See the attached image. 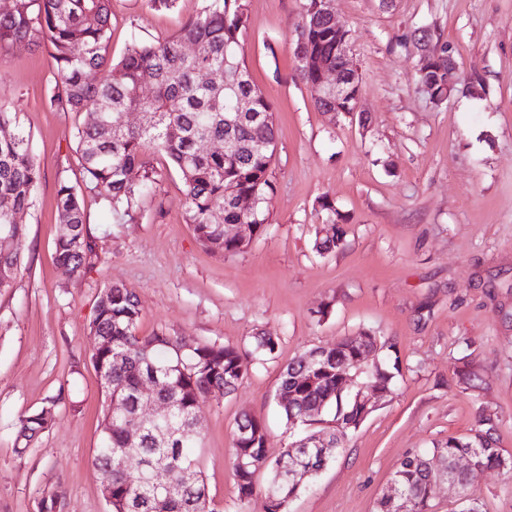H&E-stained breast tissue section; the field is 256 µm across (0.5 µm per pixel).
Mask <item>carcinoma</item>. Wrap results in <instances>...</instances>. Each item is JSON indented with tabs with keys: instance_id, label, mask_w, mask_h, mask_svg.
<instances>
[{
	"instance_id": "1",
	"label": "carcinoma",
	"mask_w": 512,
	"mask_h": 512,
	"mask_svg": "<svg viewBox=\"0 0 512 512\" xmlns=\"http://www.w3.org/2000/svg\"><path fill=\"white\" fill-rule=\"evenodd\" d=\"M316 0H305L296 26L295 49L319 58L331 67L343 65L336 56L339 36L330 21L312 14ZM112 0H0V53L18 42L44 44L56 64L50 107L63 112H88L75 126L72 137L82 162L86 188L102 196L112 214H129L141 192L153 183L149 171L135 184L128 174L144 167L147 152L167 155L185 186L186 223L194 225L197 240L207 252L222 256L243 251L247 244L225 236L227 224H254L265 230L269 216L264 209L273 191L272 158L276 126L270 103L254 84L242 53L241 40L248 24L247 0H203L198 14L174 35L162 40L135 38L117 60L109 53ZM195 47L188 55L186 46ZM419 82L439 98L448 96V47L436 50L424 44ZM208 80H199V74ZM153 78V90L141 94L144 75ZM355 86L339 99L314 102L316 109L351 110ZM239 98L250 102L249 111L263 115L255 123L249 117L229 121ZM131 113H148L151 126L129 124ZM204 142L219 148L205 150ZM231 143L224 151L222 145ZM266 149L257 150L258 144ZM41 179V170L30 147V137L17 122L16 113L0 108V228L8 227L14 244L0 251V290L12 286L24 264L26 227L15 217L28 210ZM241 196L259 200L257 211L243 212ZM57 224L54 255L73 278L80 279L96 256L95 243L86 227L80 190L70 179L58 180ZM142 315L135 289L108 282L100 287L89 323L90 333L108 343L92 353L96 370L112 377L104 398L125 406V412L109 418L103 412L101 440L94 464L112 468L110 512H218L211 507L204 478L189 449L201 441L198 419L213 399L232 394L247 371L248 353L239 347L196 342L184 347L164 331L138 334ZM360 337L341 339L332 347L310 349L289 362L281 372L278 392L288 394L280 406L286 424L304 430V438L323 434L343 443L357 427L353 396L343 391L348 365L361 358L367 364L369 383L392 392L395 373L382 360L369 359V350L382 351L387 342L366 331ZM278 341L256 337L254 352L271 357ZM152 382L159 400L174 409L170 423L144 422L138 401L142 386ZM60 399L51 398L40 409L20 416L15 445L25 451L56 422ZM136 433V444H129ZM123 452L110 455V449ZM468 454L486 470L512 473V456L496 446L491 429L464 437L450 436L433 448L445 472L461 491L469 476L456 470L457 459ZM233 476L238 499L244 502L256 492V476L268 475L265 495L276 508L288 512L302 488L288 484L277 467L278 458L268 452V433L263 421L245 413L232 439ZM165 474L167 489L149 483L152 469ZM414 503V512H432L436 472L425 454L406 456L393 474Z\"/></svg>"
}]
</instances>
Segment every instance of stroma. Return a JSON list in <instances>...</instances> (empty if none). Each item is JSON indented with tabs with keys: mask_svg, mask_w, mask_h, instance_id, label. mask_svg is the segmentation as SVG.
Wrapping results in <instances>:
<instances>
[{
	"mask_svg": "<svg viewBox=\"0 0 512 512\" xmlns=\"http://www.w3.org/2000/svg\"><path fill=\"white\" fill-rule=\"evenodd\" d=\"M201 4L157 10L148 0H112V58L133 38L175 34ZM303 4L248 0L243 48L274 111V191L264 234L226 257L200 247L185 221L180 176L166 155L149 153L156 181L131 215L112 218L97 194L84 192L97 256L74 280L53 243L57 182L81 179L72 131L82 118L47 104L55 71L47 47L22 43L0 54V108L16 113L41 169L21 216L27 264L0 291V512H44L56 493L64 512H109L93 463L102 396L89 334L106 282L136 289L140 334L245 350L261 334L279 341L274 358L249 359L238 389L203 413L194 455L218 512H265L266 474L248 502L237 497L238 417L262 419L278 455L297 437L276 400L282 369L367 330L391 345L395 390L290 512H374L406 455L474 433L486 413L497 447L512 456V0H393L388 8L335 0L353 33L364 125L316 110L294 56ZM419 28L448 46L462 77L481 76L487 96L458 91L430 103L417 82ZM335 226L342 246L318 253L316 240ZM57 395L55 425L16 453L18 417ZM469 492L481 512H512V476L473 472Z\"/></svg>",
	"mask_w": 512,
	"mask_h": 512,
	"instance_id": "stroma-1",
	"label": "stroma"
}]
</instances>
